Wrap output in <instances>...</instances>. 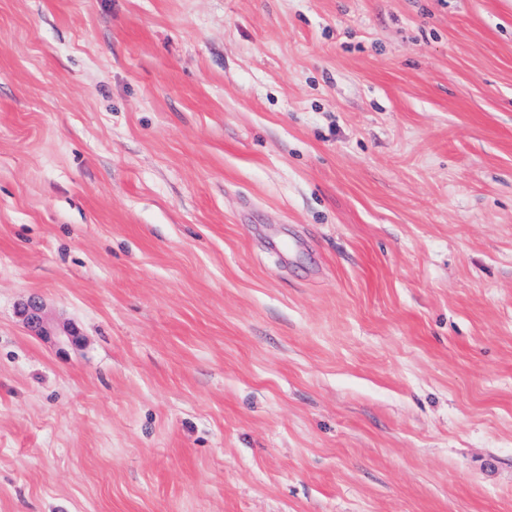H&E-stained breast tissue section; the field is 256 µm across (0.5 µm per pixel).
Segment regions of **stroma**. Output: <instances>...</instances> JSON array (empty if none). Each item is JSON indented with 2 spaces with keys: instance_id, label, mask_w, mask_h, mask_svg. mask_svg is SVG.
Masks as SVG:
<instances>
[{
  "instance_id": "stroma-1",
  "label": "stroma",
  "mask_w": 512,
  "mask_h": 512,
  "mask_svg": "<svg viewBox=\"0 0 512 512\" xmlns=\"http://www.w3.org/2000/svg\"><path fill=\"white\" fill-rule=\"evenodd\" d=\"M0 512H512V0H0ZM21 315L27 327L38 336L49 335V327L42 302L37 297H31L23 305Z\"/></svg>"
}]
</instances>
